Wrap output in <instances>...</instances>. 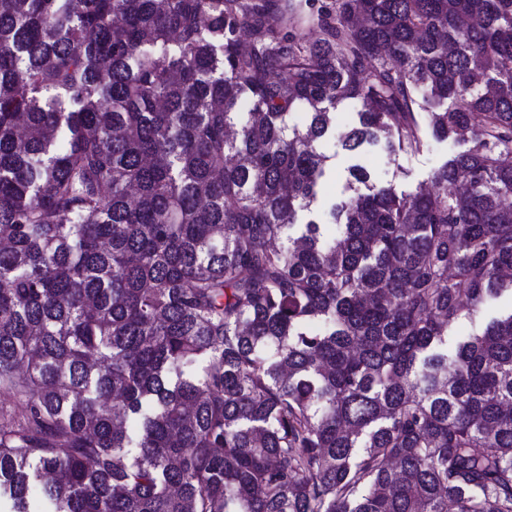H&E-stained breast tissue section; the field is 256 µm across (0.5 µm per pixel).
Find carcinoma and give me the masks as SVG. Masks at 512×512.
<instances>
[{
    "label": "carcinoma",
    "mask_w": 512,
    "mask_h": 512,
    "mask_svg": "<svg viewBox=\"0 0 512 512\" xmlns=\"http://www.w3.org/2000/svg\"><path fill=\"white\" fill-rule=\"evenodd\" d=\"M293 11L0 0L14 512H512V309L450 335L512 292V0ZM344 100L349 151L469 147L408 194L352 169L327 235ZM331 4L332 0H312L307 5H304L300 29L308 40L312 41L316 36L313 18L316 17L318 10L323 7H329ZM511 302L512 297L510 293L504 292L501 297L491 300L482 306L476 315H462L452 327V336H468L472 330L497 316L501 310L510 309Z\"/></svg>",
    "instance_id": "1"
}]
</instances>
